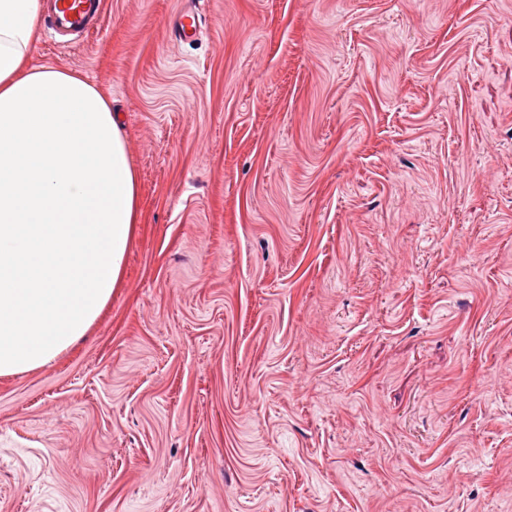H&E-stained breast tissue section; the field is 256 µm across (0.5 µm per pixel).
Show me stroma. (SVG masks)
<instances>
[{
	"label": "stroma",
	"mask_w": 512,
	"mask_h": 512,
	"mask_svg": "<svg viewBox=\"0 0 512 512\" xmlns=\"http://www.w3.org/2000/svg\"><path fill=\"white\" fill-rule=\"evenodd\" d=\"M104 0L122 284L0 377V512H512V0ZM203 15L194 5L187 7L178 14L177 25L175 27V37L179 39H187L196 34L201 28Z\"/></svg>",
	"instance_id": "stroma-1"
}]
</instances>
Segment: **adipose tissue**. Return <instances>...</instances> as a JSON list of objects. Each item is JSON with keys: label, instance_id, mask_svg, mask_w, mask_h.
I'll list each match as a JSON object with an SVG mask.
<instances>
[{"label": "adipose tissue", "instance_id": "ef3b65f1", "mask_svg": "<svg viewBox=\"0 0 512 512\" xmlns=\"http://www.w3.org/2000/svg\"><path fill=\"white\" fill-rule=\"evenodd\" d=\"M43 0H0V377L55 360L117 288L139 190L112 102L35 66Z\"/></svg>", "mask_w": 512, "mask_h": 512}]
</instances>
